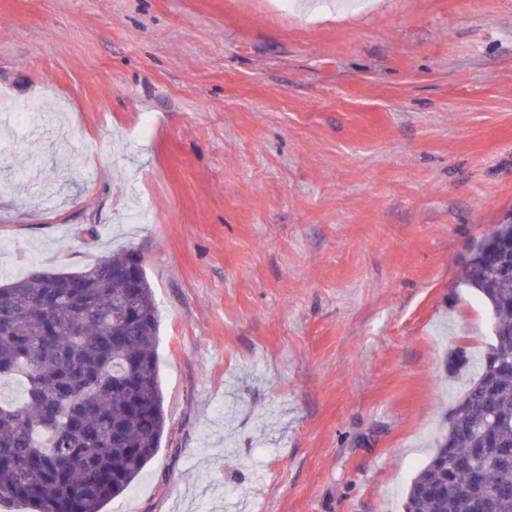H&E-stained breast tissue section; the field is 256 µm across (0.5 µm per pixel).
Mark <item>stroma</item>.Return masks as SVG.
<instances>
[{"mask_svg": "<svg viewBox=\"0 0 512 512\" xmlns=\"http://www.w3.org/2000/svg\"><path fill=\"white\" fill-rule=\"evenodd\" d=\"M0 269L137 251L168 431L104 512H403L512 217V0H0Z\"/></svg>", "mask_w": 512, "mask_h": 512, "instance_id": "obj_1", "label": "stroma"}]
</instances>
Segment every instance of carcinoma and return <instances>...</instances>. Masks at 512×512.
Listing matches in <instances>:
<instances>
[{
  "label": "carcinoma",
  "instance_id": "1",
  "mask_svg": "<svg viewBox=\"0 0 512 512\" xmlns=\"http://www.w3.org/2000/svg\"><path fill=\"white\" fill-rule=\"evenodd\" d=\"M511 248V221L472 245L465 280L491 309L495 343L411 479L403 512H475L463 462L481 460L491 485L492 449L512 454V359L502 357L512 352ZM134 255L0 284V380L23 386L19 400H0V503L101 512L157 454L166 431L159 320Z\"/></svg>",
  "mask_w": 512,
  "mask_h": 512
}]
</instances>
